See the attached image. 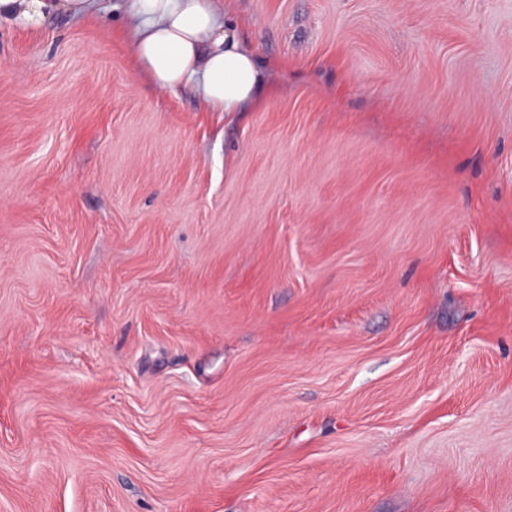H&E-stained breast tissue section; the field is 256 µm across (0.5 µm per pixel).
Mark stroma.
I'll return each mask as SVG.
<instances>
[{
	"instance_id": "obj_1",
	"label": "stroma",
	"mask_w": 512,
	"mask_h": 512,
	"mask_svg": "<svg viewBox=\"0 0 512 512\" xmlns=\"http://www.w3.org/2000/svg\"><path fill=\"white\" fill-rule=\"evenodd\" d=\"M223 3L0 26V512H512V0ZM125 36L137 65L162 89L192 86L215 110L242 112L269 75L220 0H125Z\"/></svg>"
}]
</instances>
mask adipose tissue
<instances>
[{"label":"adipose tissue","mask_w":512,"mask_h":512,"mask_svg":"<svg viewBox=\"0 0 512 512\" xmlns=\"http://www.w3.org/2000/svg\"><path fill=\"white\" fill-rule=\"evenodd\" d=\"M92 0H0V24L38 25L51 14L91 16ZM125 36L158 87L192 86L215 110L254 104L269 75L230 23L220 0H127Z\"/></svg>","instance_id":"ef3b65f1"}]
</instances>
